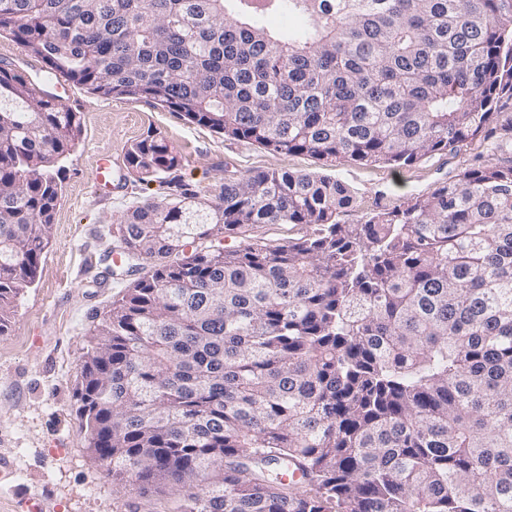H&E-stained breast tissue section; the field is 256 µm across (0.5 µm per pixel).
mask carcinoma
<instances>
[{"mask_svg":"<svg viewBox=\"0 0 512 512\" xmlns=\"http://www.w3.org/2000/svg\"><path fill=\"white\" fill-rule=\"evenodd\" d=\"M274 13L304 23L275 34ZM2 34L93 94L327 167L512 135V0H0ZM81 137L63 98L0 67V334ZM125 161L178 192L113 219L127 272L151 264L75 392L113 484L188 487L179 512H512V156L362 224L338 220L353 197L332 175L230 176L207 198L151 132ZM257 224L308 232L269 246Z\"/></svg>","mask_w":512,"mask_h":512,"instance_id":"obj_1","label":"carcinoma"}]
</instances>
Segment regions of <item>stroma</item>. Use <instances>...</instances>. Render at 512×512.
Wrapping results in <instances>:
<instances>
[{
	"mask_svg": "<svg viewBox=\"0 0 512 512\" xmlns=\"http://www.w3.org/2000/svg\"><path fill=\"white\" fill-rule=\"evenodd\" d=\"M0 63L44 85L43 62L11 37H0ZM83 124L82 138L62 174L49 245L40 273L16 300L0 335V458L11 464L0 477V512H25L42 503L47 512H176L185 488L166 485L142 491L113 485L88 447L74 396L82 357L94 327L120 298L128 277L112 275L103 256L113 247L112 220L128 207L159 195L157 183L131 175L129 143L152 132L181 158L177 183L214 196L228 174L287 170L323 172L307 154H281L229 139L191 123L182 113L143 100L103 98L63 81L58 90ZM486 142L457 153L392 169L345 160L332 173L354 198L345 224L427 195L475 160H494ZM111 166V182L97 186L99 160Z\"/></svg>",
	"mask_w": 512,
	"mask_h": 512,
	"instance_id": "1",
	"label": "stroma"
}]
</instances>
